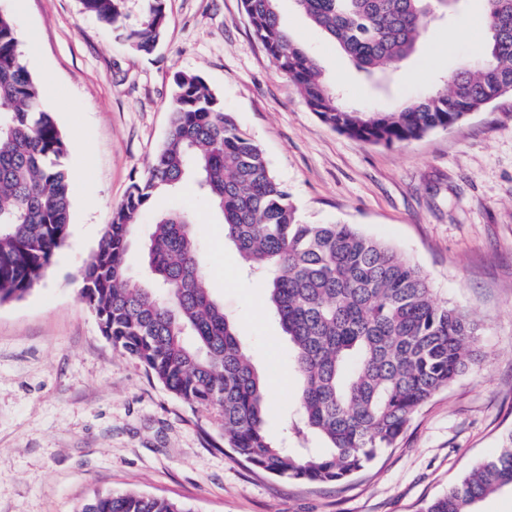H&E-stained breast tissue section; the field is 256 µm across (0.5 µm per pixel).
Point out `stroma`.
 I'll return each mask as SVG.
<instances>
[{
    "mask_svg": "<svg viewBox=\"0 0 512 512\" xmlns=\"http://www.w3.org/2000/svg\"><path fill=\"white\" fill-rule=\"evenodd\" d=\"M43 106L69 141V235L42 283L0 304V512H75L96 493L135 491L191 512H423L512 430V96L447 129L392 146L324 125L255 37L242 0H166L156 48L137 53L79 0H0ZM281 21L348 103L389 111L475 58L456 22L431 25L400 80L374 84L293 0ZM202 76L263 150L301 219L351 224L427 277L437 301L480 325L475 372L411 420L395 447L343 484L272 477L224 448L218 413L191 407L115 352L79 296L112 212L163 143L176 72ZM187 211L209 288L267 379L268 430L282 437L299 380L291 344L199 190L158 196Z\"/></svg>",
    "mask_w": 512,
    "mask_h": 512,
    "instance_id": "1",
    "label": "stroma"
}]
</instances>
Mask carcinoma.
<instances>
[{"label":"carcinoma","mask_w":512,"mask_h":512,"mask_svg":"<svg viewBox=\"0 0 512 512\" xmlns=\"http://www.w3.org/2000/svg\"><path fill=\"white\" fill-rule=\"evenodd\" d=\"M128 0H80L131 49L149 54L164 33L165 0H147L136 26ZM368 76L399 77L428 30L431 8L452 15L461 0H294ZM255 36L325 125L370 144L418 140L512 96V0H484L483 58L468 59L443 87L392 112L345 103L315 59L282 27L277 0H242ZM167 136L112 214L81 273L80 296L112 347L138 360L169 393L217 411L224 447L266 474L341 484L392 448L413 416L473 370L479 326L433 297L427 278L392 247L350 224H308L273 175L260 146L195 73L174 75ZM13 20L0 12V303L43 279L69 233V142L41 106ZM224 216V236L258 275L293 350L301 381L294 438L322 448H286L269 436L264 379L242 351L237 323L211 295L186 215L163 212L142 247L147 280H133L125 256L134 229L161 193L188 176ZM191 335L194 343L186 342ZM512 488V432L497 456L472 468L425 512H475ZM79 512H190L136 492L96 494Z\"/></svg>","instance_id":"1"}]
</instances>
